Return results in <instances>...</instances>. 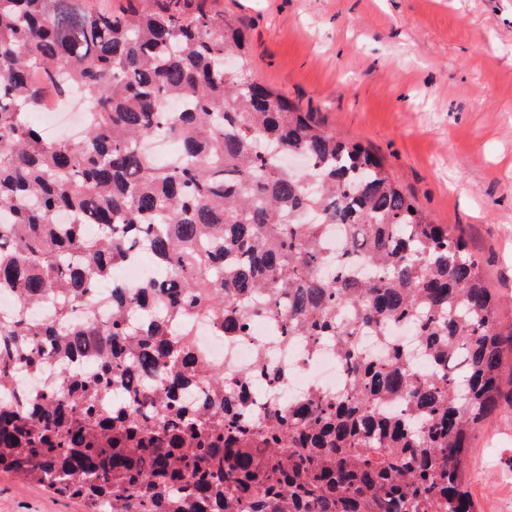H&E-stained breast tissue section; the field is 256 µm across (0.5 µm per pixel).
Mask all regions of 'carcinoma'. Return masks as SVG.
<instances>
[{
	"mask_svg": "<svg viewBox=\"0 0 512 512\" xmlns=\"http://www.w3.org/2000/svg\"><path fill=\"white\" fill-rule=\"evenodd\" d=\"M77 85L83 135L47 138L29 119L42 88ZM156 137L179 145L172 161L143 149ZM142 250L155 277L114 283ZM5 292L19 310L0 315V471L86 512H476L464 466L505 357L479 261L377 157L261 83L205 0H0ZM256 318L334 352L347 387L253 417L256 374L288 368L260 353L227 380L195 327L232 340ZM86 10L91 12L113 11L126 9L130 6L148 8L152 5L149 0H84L82 3Z\"/></svg>",
	"mask_w": 512,
	"mask_h": 512,
	"instance_id": "obj_1",
	"label": "carcinoma"
}]
</instances>
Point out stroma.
Instances as JSON below:
<instances>
[{"label":"stroma","instance_id":"1","mask_svg":"<svg viewBox=\"0 0 512 512\" xmlns=\"http://www.w3.org/2000/svg\"><path fill=\"white\" fill-rule=\"evenodd\" d=\"M240 27L258 76L379 157L461 235L512 334V0H206ZM503 405L465 465L479 512H512V349ZM0 512H83L0 473Z\"/></svg>","mask_w":512,"mask_h":512}]
</instances>
